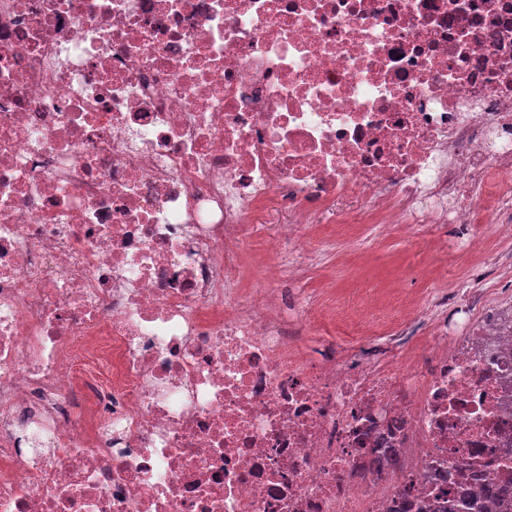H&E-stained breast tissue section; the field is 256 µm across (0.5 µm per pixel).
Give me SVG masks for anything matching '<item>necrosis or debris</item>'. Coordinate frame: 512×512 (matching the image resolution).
Masks as SVG:
<instances>
[{"label": "necrosis or debris", "instance_id": "obj_1", "mask_svg": "<svg viewBox=\"0 0 512 512\" xmlns=\"http://www.w3.org/2000/svg\"><path fill=\"white\" fill-rule=\"evenodd\" d=\"M352 196L512 240V0H0V512L512 501V276L296 289ZM287 219L288 214L280 210L274 200H270L258 212L255 225L262 226L270 232L276 226L285 223Z\"/></svg>", "mask_w": 512, "mask_h": 512}]
</instances>
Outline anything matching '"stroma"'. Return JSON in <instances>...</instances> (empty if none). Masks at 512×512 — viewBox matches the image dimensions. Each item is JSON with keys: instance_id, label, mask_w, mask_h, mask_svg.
Wrapping results in <instances>:
<instances>
[{"instance_id": "stroma-1", "label": "stroma", "mask_w": 512, "mask_h": 512, "mask_svg": "<svg viewBox=\"0 0 512 512\" xmlns=\"http://www.w3.org/2000/svg\"><path fill=\"white\" fill-rule=\"evenodd\" d=\"M374 218L364 201H343L313 226L310 242L323 252L305 273L304 286L310 290H332L343 299L357 290L394 288L406 298L418 297L434 279L430 261L448 271V285L458 288L466 280L462 267L453 260L458 226L430 238L405 237L391 229L373 230Z\"/></svg>"}]
</instances>
